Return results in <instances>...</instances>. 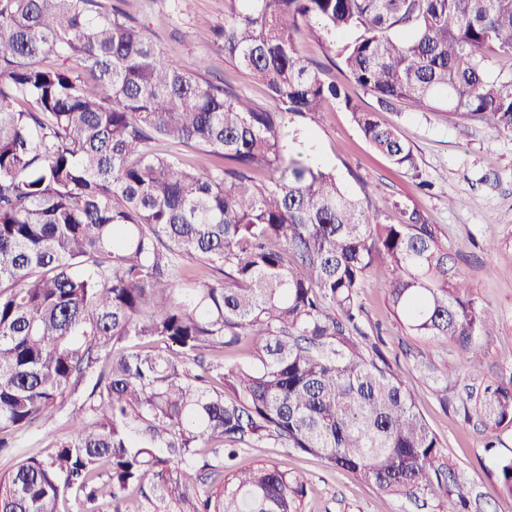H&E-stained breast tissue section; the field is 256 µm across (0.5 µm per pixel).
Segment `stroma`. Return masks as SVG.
Returning a JSON list of instances; mask_svg holds the SVG:
<instances>
[{
	"label": "stroma",
	"instance_id": "stroma-1",
	"mask_svg": "<svg viewBox=\"0 0 512 512\" xmlns=\"http://www.w3.org/2000/svg\"><path fill=\"white\" fill-rule=\"evenodd\" d=\"M123 8L182 66L193 69L206 62L209 80L228 79L240 96L269 106L263 87L225 60L223 50L200 26L204 19L223 22L224 0H125ZM346 90L412 146L431 189L421 190L410 175L375 152L343 104H333L316 122L286 116V131H301L304 155L335 168L343 188L363 198L382 223H400L407 207L421 211L453 256L449 277L463 276L498 323L495 335L482 338L477 365L466 369L444 397L434 385L422 382L416 355L428 352L439 364L447 357L445 350L404 330L379 286L383 271L378 266L362 290L360 328L412 389L417 409L441 441L440 466L467 472L469 512H512V496L498 490L497 469L500 459L512 457V424L498 430L496 446L489 450L475 414L479 386L512 379V134L481 123L457 124L447 113L418 112L400 103L383 109L358 86L350 83ZM491 239L497 241V249H488ZM235 464H268L306 475L302 512H438L435 502L381 492L348 471L288 448L246 447Z\"/></svg>",
	"mask_w": 512,
	"mask_h": 512
}]
</instances>
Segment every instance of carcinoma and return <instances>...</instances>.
I'll list each match as a JSON object with an SVG mask.
<instances>
[{
    "mask_svg": "<svg viewBox=\"0 0 512 512\" xmlns=\"http://www.w3.org/2000/svg\"><path fill=\"white\" fill-rule=\"evenodd\" d=\"M361 34L339 72L382 106L406 103L512 134V0H224L203 20L274 109L165 56L102 0H0V451L74 398L70 434L0 475V512H126L160 479L179 512H301L307 480L275 466L223 467L201 496L203 449L228 459L270 441L379 490L464 512L468 478H432L440 441L411 390L358 327L360 290L386 272L392 312L456 358V378L495 318L416 209L382 224L334 169L301 159L283 118L342 102L368 143L427 186L411 145L342 94L294 34ZM218 163L186 164L156 144ZM274 174L259 182L254 173ZM201 273L190 280L186 262ZM247 344L250 358L205 363ZM488 433L512 423V379L483 388ZM512 496V458L498 464Z\"/></svg>",
    "mask_w": 512,
    "mask_h": 512,
    "instance_id": "carcinoma-1",
    "label": "carcinoma"
}]
</instances>
